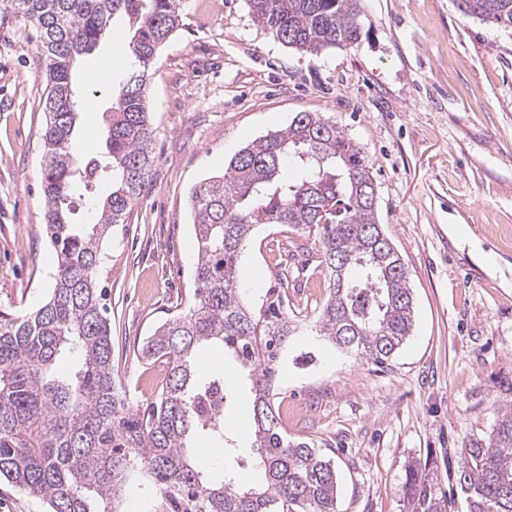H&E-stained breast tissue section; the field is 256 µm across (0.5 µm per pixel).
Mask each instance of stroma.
Returning <instances> with one entry per match:
<instances>
[{
  "label": "stroma",
  "mask_w": 512,
  "mask_h": 512,
  "mask_svg": "<svg viewBox=\"0 0 512 512\" xmlns=\"http://www.w3.org/2000/svg\"><path fill=\"white\" fill-rule=\"evenodd\" d=\"M358 43L319 54L290 49L258 26L247 0H184L182 25L157 54L148 86L154 158L145 188L105 243L112 369L131 408L155 401L165 364L139 350L193 301L197 253L190 189L223 174L252 140L300 112L336 122L367 156L378 219L410 275L415 323L387 364L341 352L316 333L329 295L315 233L259 226L244 242L242 292L252 311L281 301L296 329L273 407L289 440L336 461L341 512H408L405 469L457 468L512 404V31L463 16L453 0H360ZM125 32L84 56L74 148L104 142V59L122 77ZM41 43L26 17L0 13V320L49 297L56 256L44 225L46 122ZM300 275L282 288L281 264ZM312 353L311 364H296ZM239 430L240 482L258 479L251 393L237 381L227 416Z\"/></svg>",
  "instance_id": "35a3bbf8"
}]
</instances>
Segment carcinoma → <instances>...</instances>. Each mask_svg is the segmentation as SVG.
<instances>
[{
  "mask_svg": "<svg viewBox=\"0 0 512 512\" xmlns=\"http://www.w3.org/2000/svg\"><path fill=\"white\" fill-rule=\"evenodd\" d=\"M258 25L297 51L320 53L356 44L359 0H248ZM466 16L512 29V0H455ZM10 10L40 30L45 227L57 258L49 299L21 318L0 321V481L43 500L48 512H122L133 469L185 506L184 512H339L335 461L282 432L273 408L274 382L293 329L274 311L259 318L240 300L243 242L260 225L317 229L329 298L320 335L337 348L382 365L411 335L408 270L379 224L376 178L367 157L335 123L299 112L288 128L248 143L224 174L190 191L197 242L194 301L156 327L141 357L167 365L158 400L133 411L112 372V340L98 291L103 244L138 200L153 157L149 146V70L133 67L112 90L105 152L83 158L72 147L77 95L72 70L109 34L128 26L125 55L156 57L179 29L182 0H12ZM291 161L301 173H284ZM100 199L94 224L72 220L75 198ZM222 343L253 394L258 485L233 478L237 435L225 425L233 394L224 374L202 378L196 352ZM80 362L68 377L53 374L64 353ZM203 432L224 449V480L209 479L204 457L187 453ZM455 484L469 512H512V404L490 433L460 451ZM408 512H452L455 501L426 468H406Z\"/></svg>",
  "mask_w": 512,
  "mask_h": 512,
  "instance_id": "carcinoma-1",
  "label": "carcinoma"
}]
</instances>
